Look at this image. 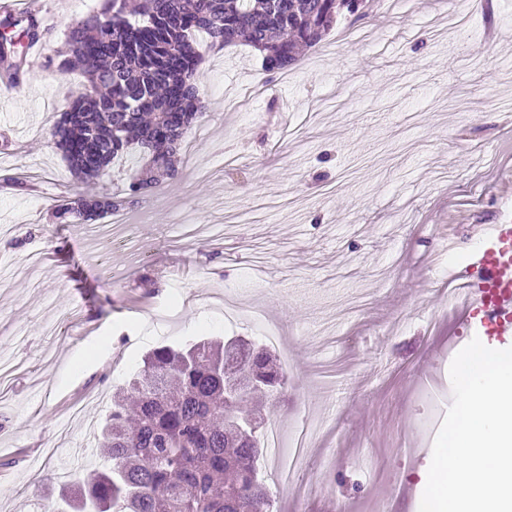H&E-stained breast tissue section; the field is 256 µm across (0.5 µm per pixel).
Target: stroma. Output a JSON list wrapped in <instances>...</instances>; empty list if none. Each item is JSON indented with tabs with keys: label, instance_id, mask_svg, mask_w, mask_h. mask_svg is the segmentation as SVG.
Segmentation results:
<instances>
[{
	"label": "stroma",
	"instance_id": "obj_1",
	"mask_svg": "<svg viewBox=\"0 0 512 512\" xmlns=\"http://www.w3.org/2000/svg\"><path fill=\"white\" fill-rule=\"evenodd\" d=\"M452 10L470 14L466 37L449 38ZM19 13L42 37L38 66L0 76V170L25 178L0 183V352L14 357L0 512H50L152 348L264 343L254 305L281 330L268 345L288 379L261 414L287 438L320 426L298 484L263 460L271 512H419L454 356L476 337L512 347L447 292L471 264L469 225L512 222V0H393L341 18L290 83L252 48L203 49L204 129L187 135L178 177L126 210L134 249L103 262L79 225L49 216L128 185L73 179L47 133L68 88L44 67L76 2L21 0ZM225 286L242 301L230 325L214 298Z\"/></svg>",
	"mask_w": 512,
	"mask_h": 512
}]
</instances>
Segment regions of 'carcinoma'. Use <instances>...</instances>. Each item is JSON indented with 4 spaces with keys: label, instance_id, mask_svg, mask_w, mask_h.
<instances>
[{
    "label": "carcinoma",
    "instance_id": "carcinoma-1",
    "mask_svg": "<svg viewBox=\"0 0 512 512\" xmlns=\"http://www.w3.org/2000/svg\"><path fill=\"white\" fill-rule=\"evenodd\" d=\"M370 0H101L66 31L67 56L54 78L77 76L50 137L69 171L87 182L117 169L122 199L64 200L57 224H80L139 202L158 178L178 175L176 154L206 112L202 47L242 41L268 73L299 62L343 14L361 17ZM270 353L242 339L163 346L112 394L102 434L103 464L64 484L66 512H269L260 473L267 449L258 427L237 435L245 408L285 388ZM244 375L227 392L225 369Z\"/></svg>",
    "mask_w": 512,
    "mask_h": 512
}]
</instances>
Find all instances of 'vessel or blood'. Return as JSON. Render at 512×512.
I'll use <instances>...</instances> for the list:
<instances>
[{
	"instance_id": "vessel-or-blood-1",
	"label": "vessel or blood",
	"mask_w": 512,
	"mask_h": 512,
	"mask_svg": "<svg viewBox=\"0 0 512 512\" xmlns=\"http://www.w3.org/2000/svg\"><path fill=\"white\" fill-rule=\"evenodd\" d=\"M470 235L474 280L465 291L467 309L479 312L481 324L493 336L512 335V223L474 224Z\"/></svg>"
}]
</instances>
